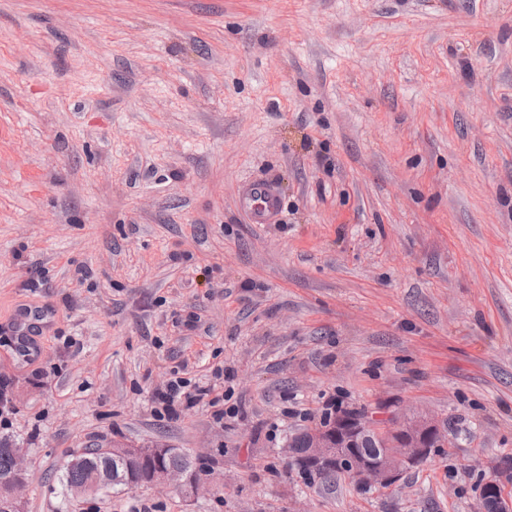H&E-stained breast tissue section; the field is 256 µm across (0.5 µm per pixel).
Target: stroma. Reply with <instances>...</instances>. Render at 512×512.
Returning a JSON list of instances; mask_svg holds the SVG:
<instances>
[{
    "label": "stroma",
    "instance_id": "stroma-1",
    "mask_svg": "<svg viewBox=\"0 0 512 512\" xmlns=\"http://www.w3.org/2000/svg\"><path fill=\"white\" fill-rule=\"evenodd\" d=\"M28 304V512L112 441L189 452L198 497L75 512H478L512 457V0H0V323ZM176 378L218 401L168 416ZM330 408L448 441L393 488L310 478L283 447ZM240 207L252 224H270L280 210V198L268 183L252 182L243 191ZM51 318L48 313L36 305L18 312L10 321L8 336H13V351L18 358L27 362L33 360L40 351L38 336H43L49 327Z\"/></svg>",
    "mask_w": 512,
    "mask_h": 512
}]
</instances>
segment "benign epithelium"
<instances>
[{
    "label": "benign epithelium",
    "instance_id": "obj_1",
    "mask_svg": "<svg viewBox=\"0 0 512 512\" xmlns=\"http://www.w3.org/2000/svg\"><path fill=\"white\" fill-rule=\"evenodd\" d=\"M441 430V425L432 421H419L411 425L394 422L388 434L378 432L366 419L337 417L328 431L314 432L308 440L305 461L316 469H324L337 463H345L350 474L366 485L389 487L399 482L403 474L422 461L429 449L432 435ZM371 444L383 449L378 457L360 452ZM9 451L14 459V468L0 478V512H25L23 491L29 482V470L22 461L23 449L11 442ZM167 448H136L123 443H107L99 448L102 457L130 463L147 457L159 458ZM115 472L110 467H99L93 480L87 484L73 485L68 497L74 501L96 496L112 487ZM174 481L187 498L198 495L201 479L197 469L167 470L159 467L150 474L151 486H164ZM482 512H512V499L504 495L481 496Z\"/></svg>",
    "mask_w": 512,
    "mask_h": 512
}]
</instances>
